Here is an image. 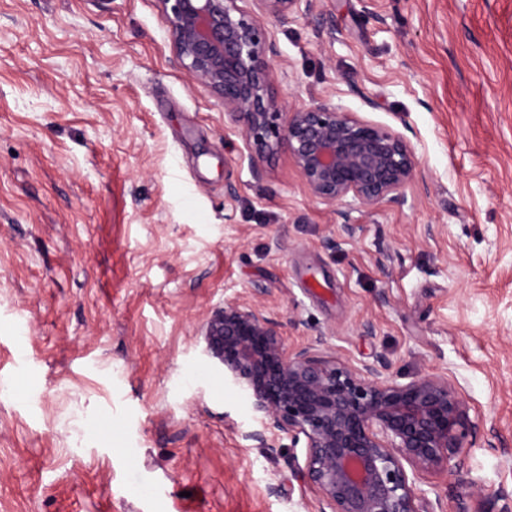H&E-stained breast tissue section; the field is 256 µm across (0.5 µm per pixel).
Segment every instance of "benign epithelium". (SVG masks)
Masks as SVG:
<instances>
[{
	"instance_id": "1",
	"label": "benign epithelium",
	"mask_w": 512,
	"mask_h": 512,
	"mask_svg": "<svg viewBox=\"0 0 512 512\" xmlns=\"http://www.w3.org/2000/svg\"><path fill=\"white\" fill-rule=\"evenodd\" d=\"M175 57L194 81L224 103V116L261 162L286 151L310 195L351 213L405 200L415 155L393 131L311 101L293 106L272 88L277 56L259 16L239 0H158ZM282 23L312 0H254ZM200 356L246 398L262 429L245 439H305L304 477L317 512H419L415 480L442 474L462 447L467 403L448 380L424 374L399 383L384 364L359 366L291 348L281 325L258 303L237 299L213 309L201 330Z\"/></svg>"
}]
</instances>
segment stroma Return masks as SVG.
Segmentation results:
<instances>
[{
	"instance_id": "1",
	"label": "stroma",
	"mask_w": 512,
	"mask_h": 512,
	"mask_svg": "<svg viewBox=\"0 0 512 512\" xmlns=\"http://www.w3.org/2000/svg\"><path fill=\"white\" fill-rule=\"evenodd\" d=\"M264 25L275 92L415 154L354 235L288 153L253 177L158 0H0V512H316L303 444L245 439L259 421L196 356L228 297L288 346L455 386L469 427L422 512L512 496V0Z\"/></svg>"
}]
</instances>
